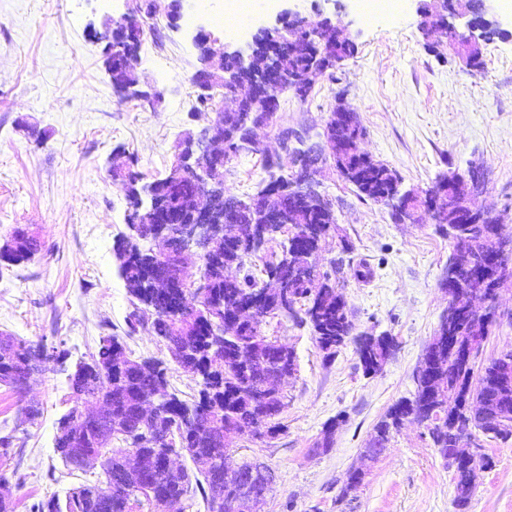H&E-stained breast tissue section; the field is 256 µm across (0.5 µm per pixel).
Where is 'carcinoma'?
<instances>
[{"label":"carcinoma","instance_id":"cac0c4a2","mask_svg":"<svg viewBox=\"0 0 512 512\" xmlns=\"http://www.w3.org/2000/svg\"><path fill=\"white\" fill-rule=\"evenodd\" d=\"M140 21L129 18L116 29L115 36L124 45L141 42ZM292 23L287 22L273 36L264 37L255 48L251 70L258 71L274 59L285 61L289 74L283 75V88L300 80L312 68L331 70L336 61L348 58L357 50L349 42L323 45L319 39L302 42L288 34ZM197 103L206 110L223 105L217 122L224 123V132L235 139L233 156L260 152L250 145L255 136L253 127L240 126L234 120L233 86L219 83L207 93L197 94ZM328 124L343 152L336 163L347 171V182L363 199L390 208L396 223L402 220V207L416 210L422 206L417 192L401 191L402 178L386 164L374 160L360 149L364 136L359 117L346 120L340 111L330 112ZM112 176L122 178L128 187V208L138 206L141 191L139 173L133 170L135 160L116 152ZM265 177L259 193L277 192L283 207L275 223L239 212L235 208L236 194L224 189V224L227 233L235 235L238 224L254 223V235L270 242L282 234V227L292 229L295 237L306 241V249L298 251L294 240L280 241L278 251L265 260L257 251L254 240L245 236L224 240L217 255L202 259L199 278L168 296V302L181 310L177 317L158 309L159 291L155 288L157 271H168L181 264L169 248L166 229L161 224H143L136 236L121 235L113 244V255L132 297L129 333L139 326H148L166 345L171 360L198 387V396L183 399L170 387L164 361L153 359L144 368L130 358L120 337L108 334L99 338L94 352L76 365L70 375V388L78 396L104 405L107 414L97 423L77 416V409L63 415L57 425L54 448L66 466L85 472L100 467L104 479L82 483L68 492L65 500L51 495L34 505L32 512H127V498L118 488L148 474L154 485L155 498H145L140 506L154 505V499L168 498L196 505L201 498L205 512H248L253 508V488L242 476H229L205 468L208 456H226L231 448L224 444V434L257 435L263 431L275 435L280 430L276 418L287 407V396L266 384L270 371L283 364L289 372L297 368L293 349L282 344L279 355L272 361L264 359L263 351L272 338L262 331L263 320L243 317L226 321V313L253 299H263L261 308L270 318L291 319L310 329L326 361H332L347 342L356 345L364 373L378 372L390 359L392 337L387 335H353L347 302L331 274L317 273L307 277L312 256L336 237V214L325 210L318 201L301 206L292 203L289 181L281 163L264 156ZM201 187L185 179L173 189L168 176L153 181V191L164 209L179 212L186 198ZM443 223L439 231L455 241H463L469 250L473 266L466 276L482 266V261L494 252L489 235L491 220L482 224H457L454 212L443 204ZM19 242L0 247V264H20L31 259L40 242L24 228L15 229ZM263 261L260 273L253 270L252 261ZM224 336L225 344L215 345L214 336ZM34 346L10 334H0V385L21 390V381L29 375L28 358ZM438 380L417 369L413 398L394 404L375 425L368 443L370 448H385L391 431L404 422L420 423L418 414L423 406L441 408L447 412L442 425L428 427L433 447L442 458L451 456L461 434H482L491 439H512V351L500 354L482 365L479 373L458 363L450 350L441 352ZM158 401L152 417L144 419L141 407L149 398ZM179 429L187 434L190 458L198 466V475L186 471H169L163 463L166 453L178 452L165 446V438ZM486 465L484 456L478 464L461 463L453 471L454 505L457 512H467L475 486V470Z\"/></svg>","mask_w":512,"mask_h":512}]
</instances>
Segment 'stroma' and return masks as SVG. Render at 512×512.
<instances>
[{
	"mask_svg": "<svg viewBox=\"0 0 512 512\" xmlns=\"http://www.w3.org/2000/svg\"><path fill=\"white\" fill-rule=\"evenodd\" d=\"M141 0H0V244L15 228L31 231L41 249L17 266H0V332L32 344L67 350L47 359L26 390L0 385V421H7L22 457L0 463L15 512H30L45 496H65L101 469L69 473L54 448L58 420L81 400L69 375L100 336L124 337L133 359H167L151 329L128 334L131 296L112 246L127 231L126 191L108 172L115 148L137 160L143 180L162 177L176 160L186 132L205 124L195 113L192 76L197 52L189 23L172 30L158 0L143 18L145 51L137 67L144 88L160 92L156 108L118 98L104 71L90 24L136 12ZM337 17L357 51L317 81L307 101L282 96V126L322 133L332 108L345 101L366 135L362 148L424 192L440 175L466 171L471 159L487 169L485 196L507 211L512 235V0H495L491 13L505 38L481 48L482 64L463 66L452 53L430 51L418 30L416 0L399 14L366 20L360 0H340ZM336 206L338 232L318 257L344 294L355 334H386L394 354L374 375L363 372L354 344L324 361L309 328L276 317L265 335L293 347L297 370L281 383L288 406L273 438L238 436L232 461L256 456L275 473L261 512H455L454 483L426 425L405 422L376 459L362 451L373 429L399 399L411 396L414 372L437 329L448 298L440 282L453 252L429 214L397 224L383 205L361 200L330 165L318 176ZM367 264L369 279L355 274ZM512 350V284L501 292L496 321L479 364ZM38 402L33 420L24 406ZM332 447L316 450L336 416ZM490 460L478 474L469 512H512V440L482 438ZM361 468L359 488L341 496L349 470Z\"/></svg>",
	"mask_w": 512,
	"mask_h": 512,
	"instance_id": "35a3bbf8",
	"label": "stroma"
}]
</instances>
